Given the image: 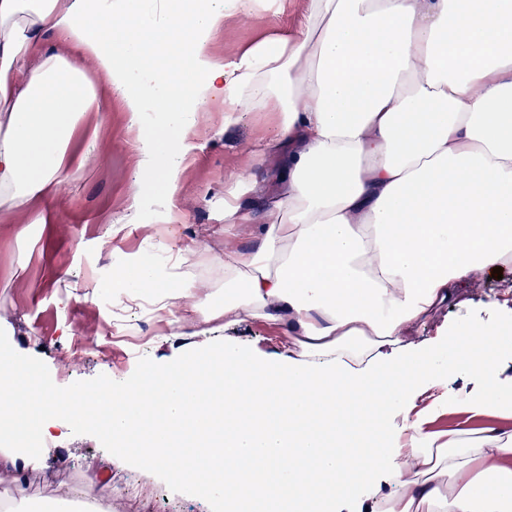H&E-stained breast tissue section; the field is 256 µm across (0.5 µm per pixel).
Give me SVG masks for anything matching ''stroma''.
Returning <instances> with one entry per match:
<instances>
[{"instance_id":"obj_1","label":"stroma","mask_w":512,"mask_h":512,"mask_svg":"<svg viewBox=\"0 0 512 512\" xmlns=\"http://www.w3.org/2000/svg\"><path fill=\"white\" fill-rule=\"evenodd\" d=\"M309 0H289L287 10L228 19L214 43L217 56L238 53L273 30L289 31L305 14ZM102 109L87 113L74 132L69 159L83 169L73 181L51 189L40 209L46 221L23 223L21 216L0 212V335L37 365L57 396L74 389L96 391L112 378L135 380L151 364L173 365L189 355L205 353L216 342L236 345L246 359L274 362L287 354L279 332L257 321L227 326L213 322L209 333L170 335L154 315L129 309L126 296L112 285L113 275L149 256L159 265L169 255L159 241L189 245L201 240L208 247L201 262H189L184 273L203 276L215 300L224 298V280L217 265L225 247L248 243L246 230L224 226V190L244 171L256 180L255 194L276 187L278 163L260 158V147L277 131L273 112L241 113L225 124L224 108L210 109L207 128L195 139L171 203L182 223L156 221L157 201L142 207L135 224H128L130 191L137 170L138 130L131 126L121 102L108 88L100 90ZM120 234H113V227ZM512 283V271L489 275L469 289L465 301L429 316L418 332L432 339L445 323L463 325L488 319L489 306L500 300L501 288ZM58 420L66 436L46 474L82 488L111 482L120 471L112 461V435L106 425L83 426L68 412ZM127 486L153 497V512H208L195 493L167 486L146 472L126 471Z\"/></svg>"}]
</instances>
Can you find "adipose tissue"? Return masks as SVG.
I'll return each instance as SVG.
<instances>
[{
  "label": "adipose tissue",
  "mask_w": 512,
  "mask_h": 512,
  "mask_svg": "<svg viewBox=\"0 0 512 512\" xmlns=\"http://www.w3.org/2000/svg\"><path fill=\"white\" fill-rule=\"evenodd\" d=\"M286 0H0V208L73 180L67 145L108 87L139 130L130 195L173 191L209 107H270L281 187L253 176L224 221L257 228L205 281L141 259L113 279L148 293L173 335L223 318L283 332L281 366L227 346L100 388L116 454L223 512H512V318L412 336L490 269L512 267V0H310L304 21L219 58L227 19ZM89 61L34 57L46 36ZM467 387L449 393V376ZM0 477L42 467L57 409L0 349ZM378 447L358 448L353 411ZM158 425L143 433V418ZM488 418L433 431L444 416ZM141 435L128 451L130 436ZM388 493H380L381 485Z\"/></svg>",
  "instance_id": "ef3b65f1"
}]
</instances>
